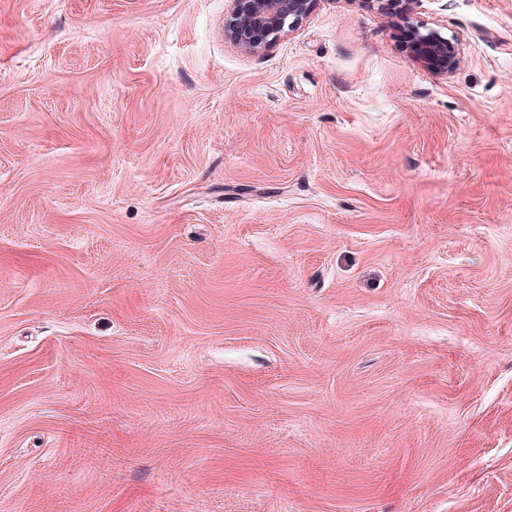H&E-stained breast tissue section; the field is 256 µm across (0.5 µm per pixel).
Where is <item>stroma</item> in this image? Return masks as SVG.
<instances>
[{
    "label": "stroma",
    "instance_id": "35a3bbf8",
    "mask_svg": "<svg viewBox=\"0 0 512 512\" xmlns=\"http://www.w3.org/2000/svg\"><path fill=\"white\" fill-rule=\"evenodd\" d=\"M232 8L0 0V512H512V0ZM316 0H232L233 19L225 37L249 53L266 50L269 42L294 29ZM412 49L426 67L439 73H450L459 61V51L452 38L443 36L439 30L416 26L411 31Z\"/></svg>",
    "mask_w": 512,
    "mask_h": 512
}]
</instances>
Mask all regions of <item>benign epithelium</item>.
Masks as SVG:
<instances>
[{"instance_id": "1", "label": "benign epithelium", "mask_w": 512, "mask_h": 512, "mask_svg": "<svg viewBox=\"0 0 512 512\" xmlns=\"http://www.w3.org/2000/svg\"><path fill=\"white\" fill-rule=\"evenodd\" d=\"M233 19L225 37L249 53L267 49L269 42L294 29L311 11L315 0H232ZM412 49L426 67L447 74L459 61L456 42L439 30L416 26Z\"/></svg>"}]
</instances>
